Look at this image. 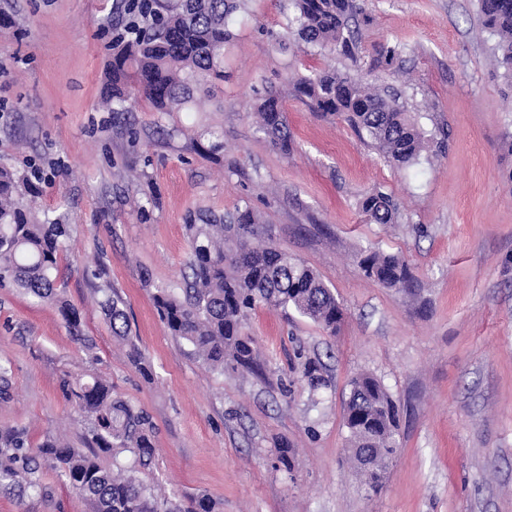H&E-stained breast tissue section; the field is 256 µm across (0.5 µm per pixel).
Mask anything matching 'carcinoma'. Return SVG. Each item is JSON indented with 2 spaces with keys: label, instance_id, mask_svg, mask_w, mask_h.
<instances>
[{
  "label": "carcinoma",
  "instance_id": "cac0c4a2",
  "mask_svg": "<svg viewBox=\"0 0 512 512\" xmlns=\"http://www.w3.org/2000/svg\"><path fill=\"white\" fill-rule=\"evenodd\" d=\"M141 14L124 23L125 30L112 39L108 70L111 86L106 105L111 112L132 110L131 91H137L155 112H190L197 94L210 95L224 82V46L232 38L234 14L247 0H144ZM294 18L288 27L296 39L320 50L355 57L357 33L351 21L356 0H291ZM484 28L495 36L493 55L512 80V0H479ZM380 66L390 67L401 54L400 45L381 44L375 49ZM297 98L324 116L345 121L396 167L418 163L432 139L404 109L401 95L380 93L348 71L314 68L294 85ZM259 131L282 152L291 148L288 121L279 95L269 93L255 105ZM41 169L19 174L0 166V283L55 304L73 336L88 350L92 339L81 335L80 315L64 298L59 278L60 253L72 234L62 216L42 219L20 205L16 196L36 190ZM361 212L374 224H394L398 205L392 195L376 190L359 202ZM258 218L250 209L229 219L197 216L188 225L192 254L183 296L159 289L153 299L171 335L185 342L198 359L217 370L262 373L251 340L242 335L243 322L259 306L298 315L330 333L343 320L334 293L316 271L272 243L253 246L249 236ZM367 277L387 288H407L410 278L396 255L370 250L360 260ZM100 306L112 333L126 338L130 325L125 302L115 292L106 293ZM302 375L316 388L323 383L320 364L307 360ZM66 397L84 417L87 448H72L46 437L33 448L26 436L0 428V491L18 497H51L40 477L48 464L61 481L88 505L89 512H169L151 487L129 474H114L102 458L127 452L139 466L153 457L152 428L147 415L128 401L112 395V386L91 375L89 379L62 382ZM345 413L350 451L359 463L358 449L370 448L378 472L365 475V483L379 486L386 463L398 441L393 400L370 374L352 379ZM176 512H214L212 501L201 495Z\"/></svg>",
  "mask_w": 512,
  "mask_h": 512
}]
</instances>
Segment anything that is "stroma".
<instances>
[{
	"label": "stroma",
	"mask_w": 512,
	"mask_h": 512,
	"mask_svg": "<svg viewBox=\"0 0 512 512\" xmlns=\"http://www.w3.org/2000/svg\"><path fill=\"white\" fill-rule=\"evenodd\" d=\"M355 58L322 54L286 32L288 0H249L224 49V83L194 115H125L101 104L112 31L124 0H0V164L40 163L50 178L23 198L36 215H65L73 239L60 255L64 294L95 344L85 350L56 307L0 287V363L12 396L0 427L32 443L85 445L83 421L61 381L93 372L142 409L155 458L115 466L175 505L204 494L220 512H512V81L491 50L478 0H356ZM400 45L391 68L374 49ZM333 66L403 93L409 112L445 153L392 167L344 122L320 116L292 90L295 77ZM273 91L292 147L273 148L249 112ZM136 137H129V129ZM223 134L218 155L198 153L201 132ZM400 203L397 223H368L363 195ZM251 208V244L270 239L313 268L344 309L329 333L297 313L260 307L242 333L263 375L208 368L173 337L155 289L181 293L189 217ZM400 255L411 289L364 276L361 254ZM126 303L129 340L114 337L99 303ZM137 346L151 377L129 361ZM321 362L310 389L295 364ZM367 373L399 410L400 449L378 493L366 492L347 451L344 405ZM295 455L278 460L281 444ZM49 498L0 493V512H89L52 469Z\"/></svg>",
	"instance_id": "1"
}]
</instances>
